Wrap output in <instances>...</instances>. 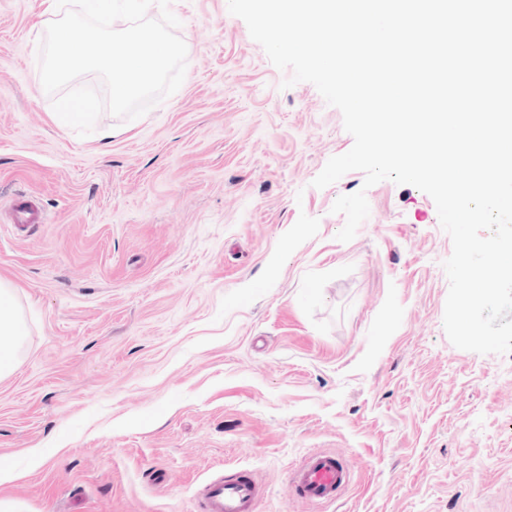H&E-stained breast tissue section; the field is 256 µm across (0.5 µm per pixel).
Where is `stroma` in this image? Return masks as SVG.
I'll return each instance as SVG.
<instances>
[{
  "mask_svg": "<svg viewBox=\"0 0 512 512\" xmlns=\"http://www.w3.org/2000/svg\"><path fill=\"white\" fill-rule=\"evenodd\" d=\"M39 3L0 0V278L25 324L0 512H197L220 470L265 486L255 512H512V353L449 341L432 198L357 170L313 187L353 145L342 113L284 87L228 0H171L174 94L60 130ZM20 194L46 223L10 224ZM318 452L352 472L324 504L288 490Z\"/></svg>",
  "mask_w": 512,
  "mask_h": 512,
  "instance_id": "1",
  "label": "stroma"
}]
</instances>
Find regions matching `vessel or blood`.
Masks as SVG:
<instances>
[{"mask_svg": "<svg viewBox=\"0 0 512 512\" xmlns=\"http://www.w3.org/2000/svg\"><path fill=\"white\" fill-rule=\"evenodd\" d=\"M350 479L339 456L318 453L309 456L289 477L291 492L317 503L336 500ZM262 488L247 471L222 473L201 490L199 512H255Z\"/></svg>", "mask_w": 512, "mask_h": 512, "instance_id": "obj_1", "label": "vessel or blood"}]
</instances>
